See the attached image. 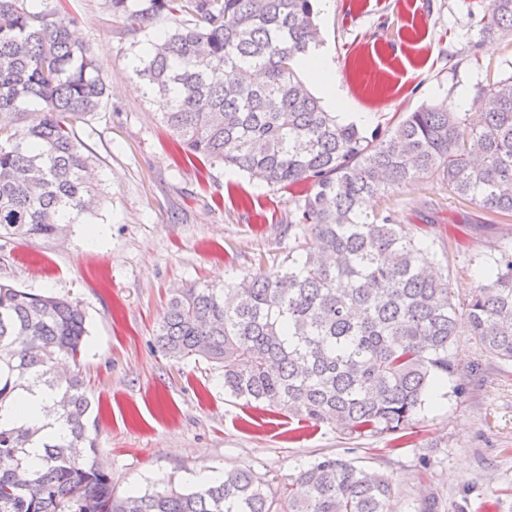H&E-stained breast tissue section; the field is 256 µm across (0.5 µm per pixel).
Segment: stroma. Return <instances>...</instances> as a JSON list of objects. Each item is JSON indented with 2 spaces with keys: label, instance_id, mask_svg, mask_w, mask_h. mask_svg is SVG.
I'll return each instance as SVG.
<instances>
[{
  "label": "stroma",
  "instance_id": "35a3bbf8",
  "mask_svg": "<svg viewBox=\"0 0 512 512\" xmlns=\"http://www.w3.org/2000/svg\"><path fill=\"white\" fill-rule=\"evenodd\" d=\"M80 17L110 88L111 104L78 137L96 156L94 213L61 238H0V281L80 301L89 337L79 373L99 402L93 433L118 494L189 483L200 463L247 467L272 485L299 469L342 457L397 484L396 512H512V366L488 355L469 333L455 350L459 371L437 390L420 421L391 449L385 437L349 438L334 426H303L283 411L259 409L224 391L209 363L164 356L155 344L176 289L225 281L279 265L288 253L283 219L296 191L270 189L246 174L187 157L161 123L166 107L131 73L140 46L103 0H66ZM490 0H315L322 42L348 111L365 132L441 98L457 101L512 72V35L480 38ZM478 43L477 63L455 68ZM428 203L431 261L447 260L456 300L471 297L475 241L512 233V217L449 195L432 179L374 198L410 233ZM105 233L96 244L95 228Z\"/></svg>",
  "mask_w": 512,
  "mask_h": 512
}]
</instances>
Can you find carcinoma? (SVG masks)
Wrapping results in <instances>:
<instances>
[{"mask_svg":"<svg viewBox=\"0 0 512 512\" xmlns=\"http://www.w3.org/2000/svg\"><path fill=\"white\" fill-rule=\"evenodd\" d=\"M64 0H0V236L55 239L89 213L97 187L75 125L107 106V85ZM137 35L131 62L145 94L169 99L164 125L190 156L222 162L269 188L306 185L288 211L278 268L223 287L176 293L156 340L197 357L224 390L354 439L399 434L454 375L460 329L512 363V241L489 247L480 284L454 302L415 237L367 201L432 178L448 193L512 216V74L477 88L488 111L448 99L367 135L327 112L295 63L321 42L313 0H104ZM483 37L512 34V0H491ZM313 238L314 248L307 246ZM88 335L77 302L0 283V410L43 395L49 424L0 422V512H395L384 474L323 457L273 487L249 468L192 488L118 495L89 434L92 401L77 372Z\"/></svg>","mask_w":512,"mask_h":512,"instance_id":"cac0c4a2","label":"carcinoma"}]
</instances>
